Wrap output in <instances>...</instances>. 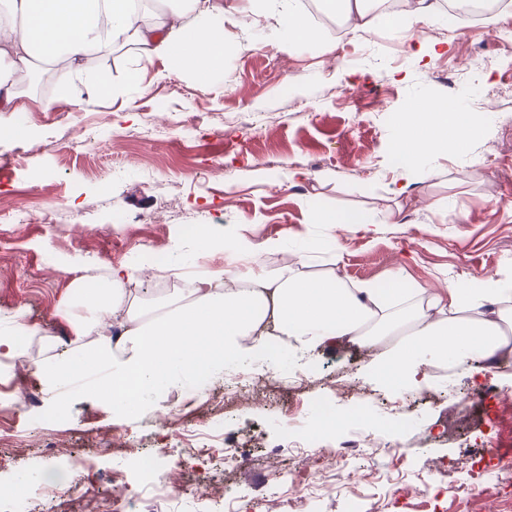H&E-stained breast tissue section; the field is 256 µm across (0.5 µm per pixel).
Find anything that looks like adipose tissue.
<instances>
[{"instance_id": "obj_1", "label": "adipose tissue", "mask_w": 512, "mask_h": 512, "mask_svg": "<svg viewBox=\"0 0 512 512\" xmlns=\"http://www.w3.org/2000/svg\"><path fill=\"white\" fill-rule=\"evenodd\" d=\"M274 17L289 44L315 42L296 0H0V141L28 138L14 115L25 107L22 76L48 63L80 106L113 96L112 81L87 69L106 52L134 48L139 62H161L164 72L186 70L201 80L224 64V13L252 4ZM479 121L454 103L419 102L405 115L396 141L403 177L421 171L426 156L462 147ZM235 287L224 274L199 279L187 297L145 314L133 273L113 269L102 284L85 288L90 319L80 333L95 347L81 367L57 360L46 374L47 388L65 403L81 384L116 415L166 414L162 395L198 375H220L243 353L269 355L264 325L286 343L313 352L342 338L373 346L377 328L395 341L371 364L373 375L417 382L426 368L445 361L472 367L507 344L512 327V277L490 274L461 287L374 288L348 284L339 274L312 276L299 267L268 268L251 255L240 258Z\"/></svg>"}]
</instances>
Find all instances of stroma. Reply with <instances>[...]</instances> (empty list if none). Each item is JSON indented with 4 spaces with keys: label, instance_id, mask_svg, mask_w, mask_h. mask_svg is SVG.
I'll return each mask as SVG.
<instances>
[{
    "label": "stroma",
    "instance_id": "1",
    "mask_svg": "<svg viewBox=\"0 0 512 512\" xmlns=\"http://www.w3.org/2000/svg\"><path fill=\"white\" fill-rule=\"evenodd\" d=\"M495 39L482 25L449 31L437 8L394 28L290 48L274 19L243 11L224 20V67L208 85L187 72L160 79L152 67L130 81L129 49L89 65L110 76L118 96L78 108L54 79L40 92L23 86L38 139L0 142V208L26 207L32 221L0 224V336L21 321L39 336L15 373L0 374V437L25 442L0 446V494L15 492L27 473L65 485L79 459L94 480L121 472L127 491L55 498L46 512H184L180 500L152 498L136 482V456L158 434L185 461L172 476L181 487L198 485L206 469L209 491L232 482L253 501L289 468L295 512H350L363 497L366 512H512V493L480 503L453 491L467 477L471 444L512 446V362L475 379L436 364L426 370L429 383L416 387L368 373L367 349L347 339L311 354H273L267 373L298 381L280 389L293 413L251 398L230 407L220 420L222 451L245 457L234 468L203 467L184 443V430L210 419L206 401L152 432L140 416L115 417L79 391L58 406L42 384L48 347L77 339L78 311L65 303L71 273L86 263L127 267L143 288L155 285L153 250L164 253L166 273L178 275L200 264L223 268L225 246L274 241L285 262L315 275L340 253L341 277L378 288L504 272L503 258L512 256V131L503 128L512 119V58L485 67ZM448 99L483 115L479 133L426 160L433 177H403L394 155L401 116L415 101ZM244 108L259 134L235 145L225 136ZM147 127L158 131L149 144L139 137ZM92 129L96 151L64 150ZM342 210L365 212L371 231L339 234L317 221ZM140 214L151 223H132ZM184 224L210 225L214 246L204 251L182 239ZM318 240L332 242L333 253L310 250ZM354 378L360 392L337 391ZM484 385L495 387L496 401L469 399ZM321 406L343 419L364 413L380 427L379 444L348 471L323 467L288 439L289 420L315 425Z\"/></svg>",
    "mask_w": 512,
    "mask_h": 512
}]
</instances>
